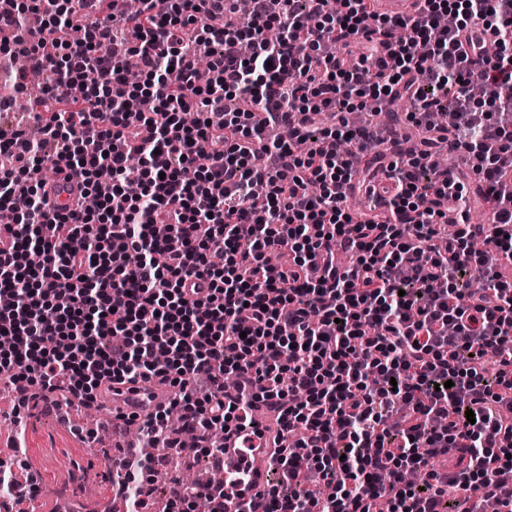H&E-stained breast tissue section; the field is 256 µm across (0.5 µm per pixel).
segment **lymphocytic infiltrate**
Listing matches in <instances>:
<instances>
[{"instance_id": "1", "label": "lymphocytic infiltrate", "mask_w": 512, "mask_h": 512, "mask_svg": "<svg viewBox=\"0 0 512 512\" xmlns=\"http://www.w3.org/2000/svg\"><path fill=\"white\" fill-rule=\"evenodd\" d=\"M8 3L16 93L52 76L38 137L0 128L12 383L90 406L103 382L157 379L167 404L123 420L195 458L224 454L212 431L272 413L268 493L178 482L171 510L512 512V0H416L397 20L374 0H252L244 23L235 0ZM404 97L409 148L373 121ZM443 146L468 176L438 163ZM46 166L98 206L50 212ZM474 191L490 223H470ZM153 473L144 457L118 476L129 512H147Z\"/></svg>"}]
</instances>
